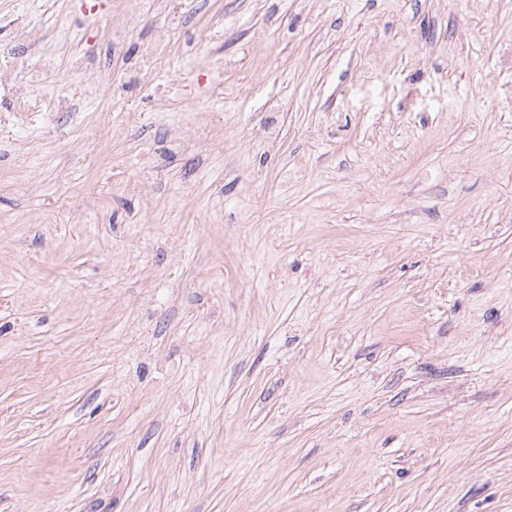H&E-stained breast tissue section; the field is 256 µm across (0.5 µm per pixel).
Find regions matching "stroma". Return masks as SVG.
I'll list each match as a JSON object with an SVG mask.
<instances>
[{
    "label": "stroma",
    "instance_id": "stroma-1",
    "mask_svg": "<svg viewBox=\"0 0 512 512\" xmlns=\"http://www.w3.org/2000/svg\"><path fill=\"white\" fill-rule=\"evenodd\" d=\"M15 45L72 109L0 135V512H512V0Z\"/></svg>",
    "mask_w": 512,
    "mask_h": 512
}]
</instances>
